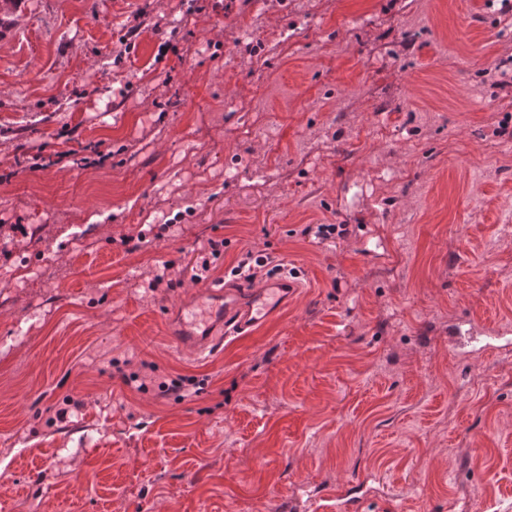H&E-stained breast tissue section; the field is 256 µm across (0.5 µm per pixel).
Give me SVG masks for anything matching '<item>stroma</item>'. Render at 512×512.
<instances>
[{"label":"stroma","instance_id":"35a3bbf8","mask_svg":"<svg viewBox=\"0 0 512 512\" xmlns=\"http://www.w3.org/2000/svg\"><path fill=\"white\" fill-rule=\"evenodd\" d=\"M507 74L502 0H0V512H512ZM211 238L298 286L199 354Z\"/></svg>","mask_w":512,"mask_h":512}]
</instances>
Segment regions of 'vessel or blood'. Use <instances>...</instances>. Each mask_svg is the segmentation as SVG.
<instances>
[{
    "mask_svg": "<svg viewBox=\"0 0 512 512\" xmlns=\"http://www.w3.org/2000/svg\"><path fill=\"white\" fill-rule=\"evenodd\" d=\"M294 281L272 276L240 292L209 284L199 291L174 323L179 346L203 353L220 349L225 340L251 334L287 301Z\"/></svg>",
    "mask_w": 512,
    "mask_h": 512,
    "instance_id": "b4317fda",
    "label": "vessel or blood"
}]
</instances>
